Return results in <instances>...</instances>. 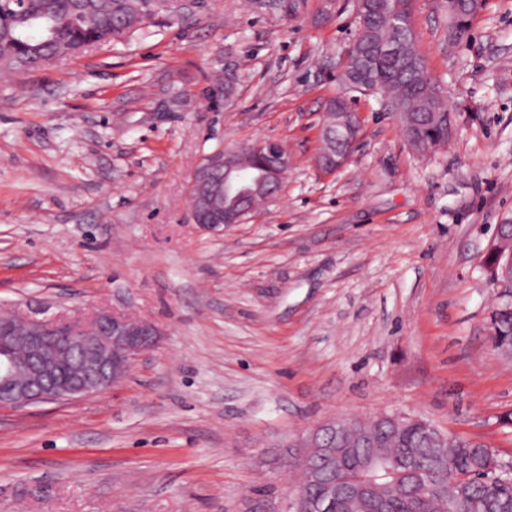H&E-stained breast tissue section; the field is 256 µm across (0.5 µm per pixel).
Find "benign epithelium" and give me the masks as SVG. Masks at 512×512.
Returning <instances> with one entry per match:
<instances>
[{
	"label": "benign epithelium",
	"instance_id": "1",
	"mask_svg": "<svg viewBox=\"0 0 512 512\" xmlns=\"http://www.w3.org/2000/svg\"><path fill=\"white\" fill-rule=\"evenodd\" d=\"M355 112H338L326 120L321 136L332 141L354 138ZM238 150L278 158L274 179L262 181L246 170L224 167V152L211 154L194 173L189 206L195 225L214 234L239 224L252 212L250 196L268 199L281 190L288 170L282 145L272 141L243 144ZM496 251L508 257L504 270L491 267V279L512 271V237L498 239ZM160 336L159 328L138 316L99 309L79 320L67 314L21 320L0 318V408H23L43 402L71 401L100 394L123 380L133 360Z\"/></svg>",
	"mask_w": 512,
	"mask_h": 512
}]
</instances>
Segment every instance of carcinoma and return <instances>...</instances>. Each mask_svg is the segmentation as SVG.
<instances>
[{"mask_svg": "<svg viewBox=\"0 0 512 512\" xmlns=\"http://www.w3.org/2000/svg\"><path fill=\"white\" fill-rule=\"evenodd\" d=\"M151 6V0H0V72L24 75L124 39L153 18ZM471 8V0L456 3L452 39L467 34ZM362 13L342 71L367 66L411 144L447 142L448 104L428 93L433 83L406 24L410 0H365ZM491 339L512 353V312L500 303ZM423 424L391 415L336 420L331 447L340 466L323 469L317 481L300 466L292 492L314 499L329 483L346 487L332 512H512V475L497 470L499 459L486 444L442 431L429 437Z\"/></svg>", "mask_w": 512, "mask_h": 512, "instance_id": "obj_1", "label": "carcinoma"}]
</instances>
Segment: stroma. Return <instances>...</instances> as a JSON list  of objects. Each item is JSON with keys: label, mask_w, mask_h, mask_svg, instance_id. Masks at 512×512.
Instances as JSON below:
<instances>
[{"label": "stroma", "mask_w": 512, "mask_h": 512, "mask_svg": "<svg viewBox=\"0 0 512 512\" xmlns=\"http://www.w3.org/2000/svg\"><path fill=\"white\" fill-rule=\"evenodd\" d=\"M176 0L135 35L0 81V311L106 308L162 334L104 393L0 410V512H287L289 439L323 420H427L512 460V357L486 256L512 216V0L459 42L414 0L457 110L418 154L380 95L318 172L320 76L354 0ZM274 140L281 193L219 235L188 208L217 150ZM502 303L499 302L492 315L491 339L497 349L503 353H512V312L501 311Z\"/></svg>", "instance_id": "stroma-1"}]
</instances>
